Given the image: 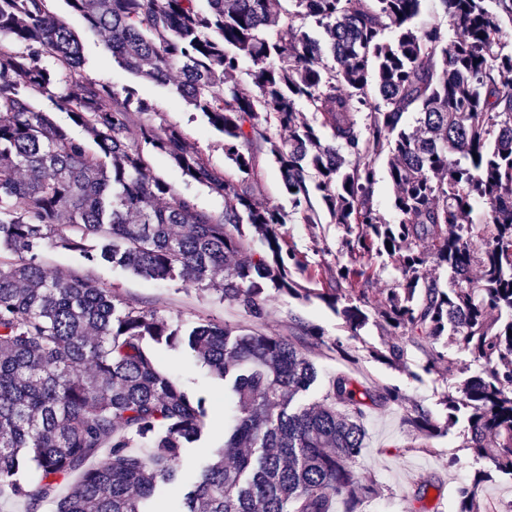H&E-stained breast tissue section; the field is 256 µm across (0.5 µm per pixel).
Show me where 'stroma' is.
I'll list each match as a JSON object with an SVG mask.
<instances>
[{"label":"stroma","instance_id":"stroma-1","mask_svg":"<svg viewBox=\"0 0 512 512\" xmlns=\"http://www.w3.org/2000/svg\"><path fill=\"white\" fill-rule=\"evenodd\" d=\"M51 13L64 20L79 36L86 61V74L114 88L135 87L139 94L151 101L154 112L147 116L155 124L179 126L187 135L191 146L212 167L224 169V137L214 129L202 113L193 110L176 94L173 86L135 76L113 59L104 34L93 31L84 19L74 13L66 0H49ZM255 177L253 194L261 202L289 208L277 164L267 152L265 143H257L253 150ZM151 172L166 181L180 195L193 197L202 210L221 213L224 199L208 188L187 180L166 158L150 154ZM279 232L287 244L305 255L310 267L334 268L341 259L342 231L329 222L319 224L288 223ZM42 264L49 277L64 275L73 269L112 288L120 298L130 302L145 299L157 300L158 305L174 322L189 325L202 317L230 324L245 323L246 318L235 306L220 300L212 291L199 289L185 283L163 284L134 275L118 266H82L76 255L45 248ZM297 316L323 332L331 340L357 347V362H349L332 352L314 355L318 369L317 381L303 392L298 402L309 405L320 400L329 379L342 371H353L363 381L399 387L409 402L429 409L437 422L447 425L442 436L432 439L429 450H421L422 442L413 428L404 421L405 410L395 406L371 413L365 421L366 448L359 460L362 470L371 475L380 492L364 500L362 512H456L457 491L468 484L479 469H490L485 459H476L465 449L469 432L466 416L446 420L440 401L453 381L477 375L478 364L470 355L459 357L455 377L443 376L438 371H424L426 355L423 349L410 345L406 348L402 367L395 368L371 359L368 347L383 348L388 336L375 326L362 330L359 339H352L342 319L319 302L305 303L286 295L270 292L262 330L270 335L281 334L289 316ZM162 371L172 374L209 400V445L222 444L224 424L228 422L234 406L231 396L225 394L223 382L215 379L208 367L201 362L176 352L162 354ZM456 455L458 463L449 466V455Z\"/></svg>","mask_w":512,"mask_h":512}]
</instances>
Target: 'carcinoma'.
I'll return each instance as SVG.
<instances>
[{
    "mask_svg": "<svg viewBox=\"0 0 512 512\" xmlns=\"http://www.w3.org/2000/svg\"><path fill=\"white\" fill-rule=\"evenodd\" d=\"M66 2L109 36L112 57L132 73L162 81L178 70L176 93L223 134L238 179L207 165L181 128L143 121L153 107L134 89L84 76L83 47L48 0H0V497L26 501L27 512L44 503L52 512H147L159 489L178 490L186 450L209 418L202 395L158 368L163 351L181 350L230 382L236 406L178 512H337L339 502L361 512L378 492L357 471L364 421L405 395L340 372L319 402L293 406L317 381L311 353L353 356L298 317L284 336L257 328L268 286L323 302L354 337L378 302L376 325L404 337L369 350L390 365L407 343L424 342L423 369L452 377L456 354H469L482 374L443 396L446 418L466 414L464 447L512 482V52L501 26L503 14L512 22V0H496L499 15L488 0H440L449 41L416 22L420 0H289L282 24L269 0H207L206 11L197 0ZM243 58L256 95L234 80ZM38 94L55 97L97 150L37 107ZM300 101L318 124L298 112ZM411 110L413 127L404 123ZM272 125L288 138L268 136ZM259 141L279 166L289 212L251 192ZM143 144L222 195L223 213L152 176ZM381 159L396 222L373 203ZM314 191L350 256L326 288L293 279L291 265L310 281L315 274L279 234L293 220L320 223ZM476 204L482 224L471 218ZM48 244L90 265L208 286L250 324L184 327L152 300L124 301L76 270L50 279L39 261ZM237 255L244 260L225 268ZM373 256L402 276L379 300L365 262ZM430 261L447 267L450 286L425 275ZM406 420L426 439L442 432L420 405ZM104 451L108 462L93 465ZM493 480L476 471L457 512H472Z\"/></svg>",
    "mask_w": 512,
    "mask_h": 512,
    "instance_id": "cac0c4a2",
    "label": "carcinoma"
}]
</instances>
